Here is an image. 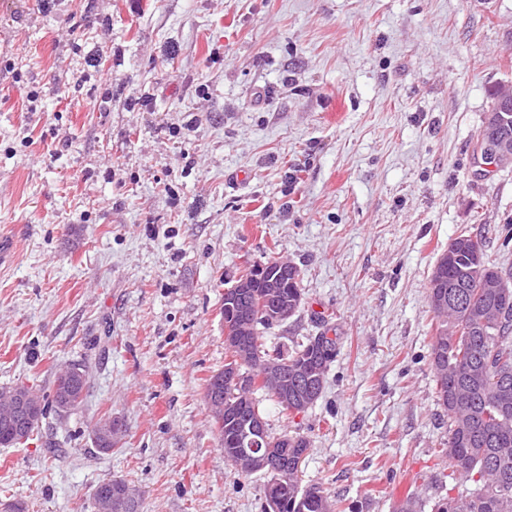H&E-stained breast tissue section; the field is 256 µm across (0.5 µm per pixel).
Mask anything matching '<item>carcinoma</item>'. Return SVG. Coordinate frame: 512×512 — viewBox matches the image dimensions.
Instances as JSON below:
<instances>
[{
    "label": "carcinoma",
    "mask_w": 512,
    "mask_h": 512,
    "mask_svg": "<svg viewBox=\"0 0 512 512\" xmlns=\"http://www.w3.org/2000/svg\"><path fill=\"white\" fill-rule=\"evenodd\" d=\"M499 266L491 261L479 241L462 232L448 242V250L437 260L429 279V293L435 282L446 286L451 306L432 307L438 320L432 344V369L437 398L448 413V442L443 453L448 463L465 481L477 488L467 494L443 498L434 504L433 512H512V287L495 288ZM244 277L251 284L248 308L258 313L262 299L268 295L266 279ZM300 270L291 266L288 278L282 279L278 295L295 302L302 296ZM272 328L258 318L239 330L243 342L254 353L266 354L262 333ZM232 363H237V350L229 349ZM283 375L275 384L261 375L257 359L244 358L239 370L248 374L252 389L247 403L238 402L237 389L227 382L209 378L205 400L218 425L224 459L237 469L240 440L255 415H263L257 393L275 399L290 411L301 402L315 404L320 398L326 376L336 356V342L323 335L296 343L288 353L281 351ZM42 405L41 419L50 415L63 418V403L58 380L50 391L33 390ZM230 407L228 416L214 408L215 397ZM21 427L13 419L0 415V446L21 443ZM277 466H288V482L266 485L265 496L278 495L283 500L282 512H335L333 503L322 488L311 485L313 492H303L301 476L296 474L297 456L309 448V440L287 433H267Z\"/></svg>",
    "instance_id": "obj_1"
}]
</instances>
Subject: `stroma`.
<instances>
[{
  "instance_id": "1",
  "label": "stroma",
  "mask_w": 512,
  "mask_h": 512,
  "mask_svg": "<svg viewBox=\"0 0 512 512\" xmlns=\"http://www.w3.org/2000/svg\"><path fill=\"white\" fill-rule=\"evenodd\" d=\"M504 81L512 0H0V387L91 373L0 446V512H94L113 478L142 512H264L205 387L224 290L271 255L303 304L265 349L337 342L312 408L263 403L309 440L304 483L340 512L457 495L429 276L462 232L512 267V167L478 152ZM70 366L74 369L76 367H79V369L82 372V375L85 377V379H84V381H81L80 379L79 380L75 379V381L73 382L74 374L77 372V370H73V369H65L61 374L62 376L60 378V381H61L60 387H61L63 397L65 399H68L70 396V393L72 392L71 401H70L72 408H71L70 412L66 414L68 416L70 413H72L73 411L78 409V407L80 408L81 404L83 403L84 397L80 401H78V399L80 397V392H81L83 386L84 385L88 386V378H89L88 367L85 363H70L65 367H70ZM74 383H77V385L74 387V390H73Z\"/></svg>"
}]
</instances>
